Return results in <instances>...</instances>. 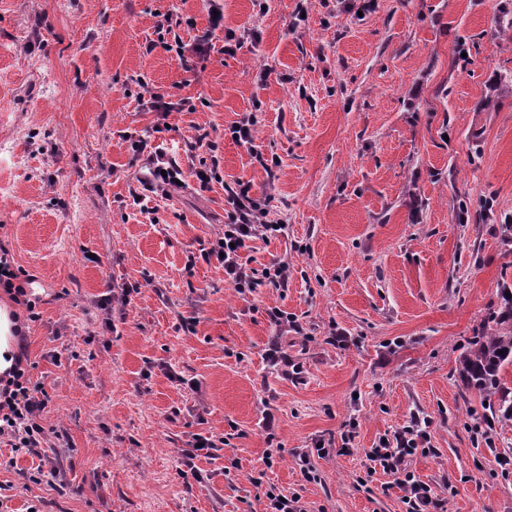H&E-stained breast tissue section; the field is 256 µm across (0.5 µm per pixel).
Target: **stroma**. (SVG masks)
Returning <instances> with one entry per match:
<instances>
[{"label": "stroma", "instance_id": "35a3bbf8", "mask_svg": "<svg viewBox=\"0 0 512 512\" xmlns=\"http://www.w3.org/2000/svg\"><path fill=\"white\" fill-rule=\"evenodd\" d=\"M221 2L244 45L222 53L219 31L199 58L208 0H0V249L34 278L28 356L58 434L36 454L0 446V502L267 512L272 490L307 512H406L367 455L420 422L409 469L437 512H512V468L495 461L512 456V420L457 377L512 287L502 0H376L364 14L363 0ZM161 13L184 56L156 46ZM139 76L195 104L167 117L183 173L152 218L131 203L145 161L119 136L158 121ZM256 103L269 171L230 135ZM201 137L220 160L205 191L190 149ZM237 179L286 227L249 255L258 270L287 262V284L246 298L218 262L187 265L223 231ZM274 307L294 328L270 321ZM108 319L105 342H88ZM199 435L221 446L193 478L181 451Z\"/></svg>", "mask_w": 512, "mask_h": 512}]
</instances>
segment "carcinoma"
Listing matches in <instances>:
<instances>
[{"label":"carcinoma","instance_id":"1","mask_svg":"<svg viewBox=\"0 0 512 512\" xmlns=\"http://www.w3.org/2000/svg\"><path fill=\"white\" fill-rule=\"evenodd\" d=\"M501 298L498 310L491 312L496 329L473 337L459 357L457 373L466 389L484 398L497 397V411L512 418V392L501 377L504 366L512 364V296Z\"/></svg>","mask_w":512,"mask_h":512}]
</instances>
